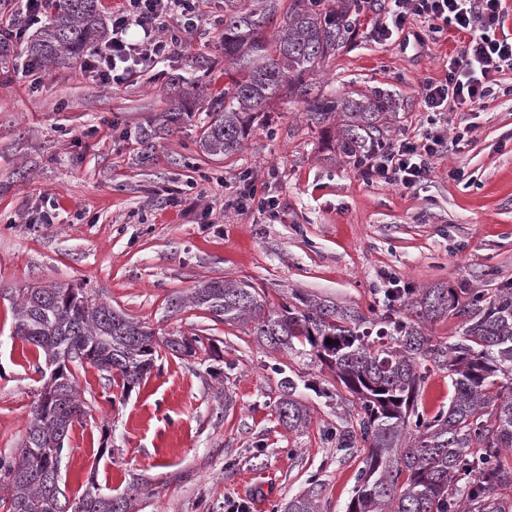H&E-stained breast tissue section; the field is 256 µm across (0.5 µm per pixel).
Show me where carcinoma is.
Listing matches in <instances>:
<instances>
[{
    "mask_svg": "<svg viewBox=\"0 0 512 512\" xmlns=\"http://www.w3.org/2000/svg\"><path fill=\"white\" fill-rule=\"evenodd\" d=\"M50 21L24 47L25 56L64 68L104 42L107 22L99 0H53ZM361 0H291L277 17L276 0H224V90L197 106L188 90L172 103L175 122L203 110L209 118L200 148L211 156L239 152L251 126L283 86L306 104L307 123L320 129L333 152L349 162L385 144L392 114L389 91L337 92L314 82L324 64L351 46ZM273 31H268L272 25ZM192 306L220 322H242L275 350L317 358L357 399L358 431L338 434L336 448L368 449L348 512H512L499 489L512 486V287L468 297L446 285L411 293L386 313L369 318L358 309L294 292L265 308L246 282L203 280L187 296L168 300L178 314ZM13 335L35 345L56 385L33 402L25 442L17 456L0 460V508L6 512H131L138 486L105 495L95 484L70 501L60 488L61 458L74 423L85 416L67 362L80 361L138 383L163 348L178 355L196 337L155 336L148 326L82 289L26 288L14 302ZM448 315L461 320L457 339L433 342L428 323ZM382 328L371 332L373 326ZM430 363L452 376L448 410L419 411ZM284 381L277 405L283 425L308 421ZM281 512H318L314 493L288 500Z\"/></svg>",
    "mask_w": 512,
    "mask_h": 512,
    "instance_id": "1",
    "label": "carcinoma"
}]
</instances>
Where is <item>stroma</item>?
Wrapping results in <instances>:
<instances>
[{"label": "stroma", "mask_w": 512, "mask_h": 512, "mask_svg": "<svg viewBox=\"0 0 512 512\" xmlns=\"http://www.w3.org/2000/svg\"><path fill=\"white\" fill-rule=\"evenodd\" d=\"M361 12L355 44L325 67L339 91L379 87L395 114L388 141L427 128L425 81L444 80L465 34L439 39L414 20L374 42ZM210 72L200 99L224 87V45L200 27L171 60L118 87H93L80 64L24 72L17 49L0 60V458L14 456L45 382L37 348L13 336L11 300L38 284L81 287L153 329L202 338L195 356L161 352L129 390L78 362L86 411L61 460L67 498L88 483L116 494L138 484L132 512H274L315 492L319 512H345L367 450L336 449L356 424L353 397L333 371L308 356L258 343L251 326L224 324L171 297L198 281L257 288L268 306L291 291L351 306L386 309L390 288L437 283L493 294L512 284V70L499 93L474 110L451 112L449 127L473 128L468 146L445 143L433 175L412 189L365 181L353 164L327 158L303 105L284 94L233 156L203 153L206 113L144 144L139 129L163 124L174 75ZM465 171V181L451 178ZM267 181L274 214L229 207L243 173ZM55 223L38 220L40 211ZM309 418L278 420L283 378Z\"/></svg>", "instance_id": "stroma-1"}]
</instances>
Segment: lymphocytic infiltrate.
<instances>
[{
    "label": "lymphocytic infiltrate",
    "instance_id": "lymphocytic-infiltrate-1",
    "mask_svg": "<svg viewBox=\"0 0 512 512\" xmlns=\"http://www.w3.org/2000/svg\"><path fill=\"white\" fill-rule=\"evenodd\" d=\"M207 0H122L112 11L111 35L104 47L89 55L83 69L97 85L119 86L155 68L202 24L222 25L221 15L208 13ZM502 0H389L371 22L374 41L385 42L402 32L409 17L427 23L431 33L451 27L468 36L448 60L443 83L425 82L421 102L428 112H445L484 103L494 93L498 73L512 69V40L497 37ZM21 10L0 11V45H20L27 31L41 24L49 0H22ZM444 141L441 132L419 140L404 139L358 161L369 182L403 188L429 180Z\"/></svg>",
    "mask_w": 512,
    "mask_h": 512
}]
</instances>
